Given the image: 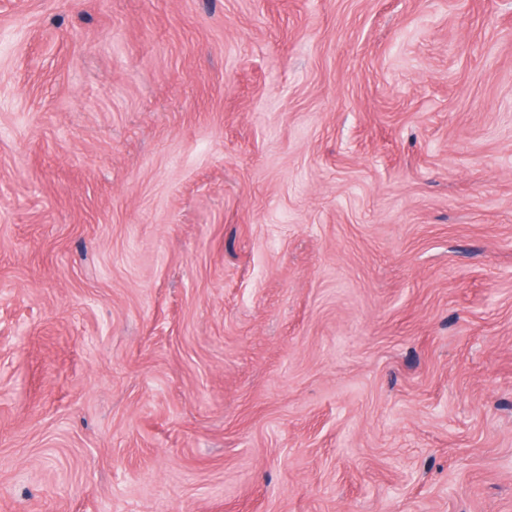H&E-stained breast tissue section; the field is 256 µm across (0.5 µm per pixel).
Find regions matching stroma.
Wrapping results in <instances>:
<instances>
[{"label":"stroma","mask_w":512,"mask_h":512,"mask_svg":"<svg viewBox=\"0 0 512 512\" xmlns=\"http://www.w3.org/2000/svg\"><path fill=\"white\" fill-rule=\"evenodd\" d=\"M0 512H512V0H0Z\"/></svg>","instance_id":"1"}]
</instances>
